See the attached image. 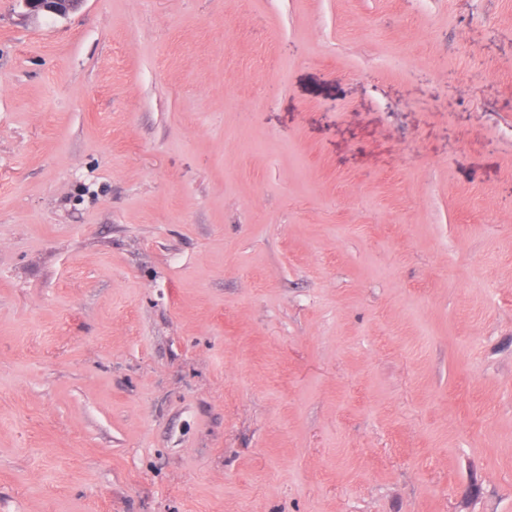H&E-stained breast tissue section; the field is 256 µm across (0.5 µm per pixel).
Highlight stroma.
Here are the masks:
<instances>
[{"instance_id":"stroma-1","label":"stroma","mask_w":512,"mask_h":512,"mask_svg":"<svg viewBox=\"0 0 512 512\" xmlns=\"http://www.w3.org/2000/svg\"><path fill=\"white\" fill-rule=\"evenodd\" d=\"M0 512H512V0H0ZM84 0H22L27 15L37 18L40 15L67 17L76 11Z\"/></svg>"}]
</instances>
